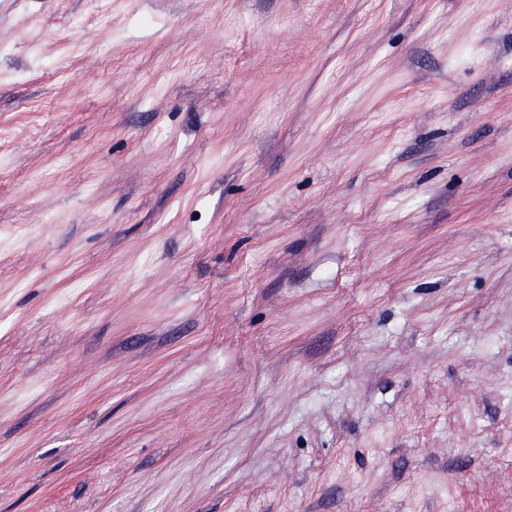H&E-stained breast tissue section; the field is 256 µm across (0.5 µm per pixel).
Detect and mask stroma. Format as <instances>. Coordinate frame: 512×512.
I'll return each instance as SVG.
<instances>
[{
    "label": "stroma",
    "instance_id": "obj_1",
    "mask_svg": "<svg viewBox=\"0 0 512 512\" xmlns=\"http://www.w3.org/2000/svg\"><path fill=\"white\" fill-rule=\"evenodd\" d=\"M0 512H512V0H0Z\"/></svg>",
    "mask_w": 512,
    "mask_h": 512
}]
</instances>
